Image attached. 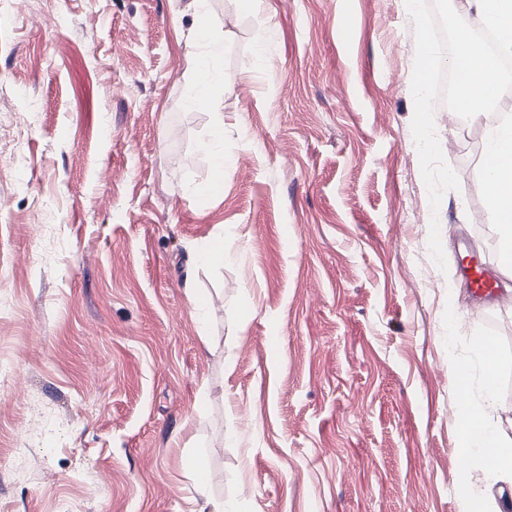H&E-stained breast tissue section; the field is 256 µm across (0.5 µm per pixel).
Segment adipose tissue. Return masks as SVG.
<instances>
[{"instance_id":"obj_1","label":"adipose tissue","mask_w":512,"mask_h":512,"mask_svg":"<svg viewBox=\"0 0 512 512\" xmlns=\"http://www.w3.org/2000/svg\"><path fill=\"white\" fill-rule=\"evenodd\" d=\"M462 13H476L484 25L498 34V52L512 54V0H461ZM203 22L206 51L192 56L188 65L196 77L195 97L210 100L222 88L206 75L213 55L211 46L221 41L219 30L208 26L206 14H199ZM459 53L454 65L462 80L457 96L463 112L479 111L500 89V72L493 57L475 41L466 26H458ZM487 163L482 171L488 186V207L498 238L501 263L504 270H512V116L493 123L487 132L483 152ZM478 365L456 363L451 374L460 386L457 403V426L464 451L483 456L485 466L494 478L512 479V438L507 437L503 425L492 416L499 391L498 348L481 340L477 346Z\"/></svg>"}]
</instances>
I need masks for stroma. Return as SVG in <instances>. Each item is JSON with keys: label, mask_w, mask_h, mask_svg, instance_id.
Instances as JSON below:
<instances>
[{"label": "stroma", "mask_w": 512, "mask_h": 512, "mask_svg": "<svg viewBox=\"0 0 512 512\" xmlns=\"http://www.w3.org/2000/svg\"><path fill=\"white\" fill-rule=\"evenodd\" d=\"M206 7L228 88L193 105L190 0H0V125H25L0 154V512H196L200 461L234 512H461L465 480L512 496L450 417L451 364L493 335L512 423V306L448 317L462 238L497 254L490 118L466 141L441 110L419 130L430 13Z\"/></svg>", "instance_id": "1"}]
</instances>
